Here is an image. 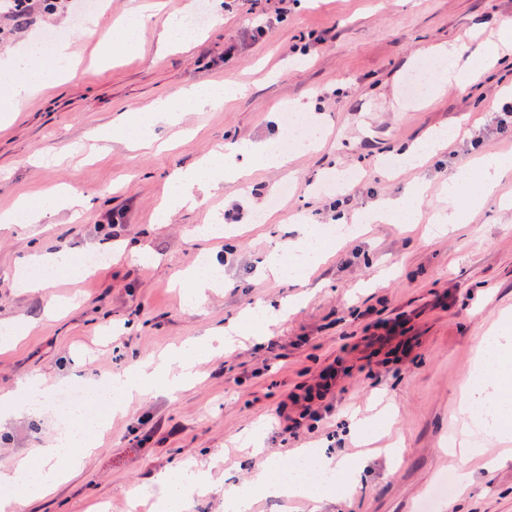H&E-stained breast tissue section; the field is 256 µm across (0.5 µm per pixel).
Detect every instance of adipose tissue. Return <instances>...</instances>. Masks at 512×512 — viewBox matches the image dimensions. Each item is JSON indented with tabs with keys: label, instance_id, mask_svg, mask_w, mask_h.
<instances>
[{
	"label": "adipose tissue",
	"instance_id": "1",
	"mask_svg": "<svg viewBox=\"0 0 512 512\" xmlns=\"http://www.w3.org/2000/svg\"><path fill=\"white\" fill-rule=\"evenodd\" d=\"M148 18L142 11L128 14L113 27L109 35L99 33L98 20H90L85 36L93 42V63L112 55L113 45L137 51L141 32ZM4 69L9 77L0 85V96L21 99L39 91L47 82L45 69L37 66L33 56L15 55ZM225 99L224 87L211 85L190 91L180 97L163 101L156 116L135 119L131 115L118 118L113 132L122 134L128 143L142 148L152 146L156 120L177 118L180 113L203 106H215ZM257 159L267 165H277L282 156L274 141L260 142L229 140L223 156L205 158L194 165L175 171L167 184V203L159 216L168 220L180 207L195 202L198 193L223 187L225 181L248 176L247 160ZM79 199L69 195L45 196L38 203L21 202L14 210L0 214L1 224H48L63 209L79 206ZM251 317L225 327L223 333H207L180 350L158 360L136 365L128 371L108 378L95 398L98 412L82 416L79 428L59 427L50 443L42 448L38 461L23 460L13 469L0 472V512H14L18 498L42 495L79 465L83 457L99 445L100 435L109 427L113 413L121 408L122 398L145 390L174 392L189 386L193 380L196 360L211 350L223 347L231 336L252 330ZM478 363L482 377L469 380L464 387L465 412L475 430L487 431L500 438H512V334L499 330L483 337L478 343ZM47 382L41 377H29L17 382L15 388L0 393V415L34 416L44 406ZM359 475L350 463L323 452L303 449L289 468L274 461L260 465L251 488L226 483L222 490L224 512H253L256 500L265 495L301 498L318 504L331 498L335 486L355 483ZM160 492L154 503L155 512H183L186 501L207 493L211 488L210 471L178 467L161 472L155 480Z\"/></svg>",
	"mask_w": 512,
	"mask_h": 512
}]
</instances>
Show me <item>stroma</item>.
<instances>
[{
    "mask_svg": "<svg viewBox=\"0 0 512 512\" xmlns=\"http://www.w3.org/2000/svg\"><path fill=\"white\" fill-rule=\"evenodd\" d=\"M99 2L77 16L57 13L48 27L5 31L0 61L48 28L89 55L88 18L102 13L100 31L109 33L139 0ZM159 2L165 17L206 14L190 50L160 48L158 27H148L138 53L113 50L106 68L80 67L0 124V213L55 187L82 201L39 235L0 223V321L27 328L0 351V390L31 375L56 389L96 385L131 359L172 350L245 309L295 295L302 303L261 339L201 358L190 387L128 399L99 449L54 492L19 500L15 512H128L159 471L204 467L214 457L222 463L211 491L184 512H224L225 479L249 482L260 459L286 464L299 448L368 467L322 507L267 496L253 512H512V442L478 436L479 456L466 468L446 450L463 429L462 387L480 372L477 343L512 317V176L482 205L469 202L482 184L477 159L512 156V135L497 132L487 106L512 85V53L481 82L446 86L433 102L412 88L423 61L437 72L448 66L428 49L452 43L470 63L512 32V0ZM209 83L246 91L158 126L162 148L89 137L119 113L145 115L158 101ZM464 115L465 129L425 166L388 167L397 146ZM301 118L320 131L321 148L292 150L282 167L258 169V190L228 183L159 222L175 170L228 138L285 141L288 123ZM452 179L461 182L460 220L431 233ZM420 185L413 223L358 224L298 282L260 272L269 239L320 233L337 210L354 218ZM218 216L222 237H194ZM122 241L145 249L151 264L113 255ZM61 249L106 259L87 273L25 286L27 256ZM204 249L217 252L223 281L193 312L179 281ZM58 425L50 403L39 420L7 421L0 470L44 447ZM253 431L263 436L258 459L242 450ZM450 475L458 482L446 495L439 483Z\"/></svg>",
    "mask_w": 512,
    "mask_h": 512,
    "instance_id": "obj_1",
    "label": "stroma"
}]
</instances>
